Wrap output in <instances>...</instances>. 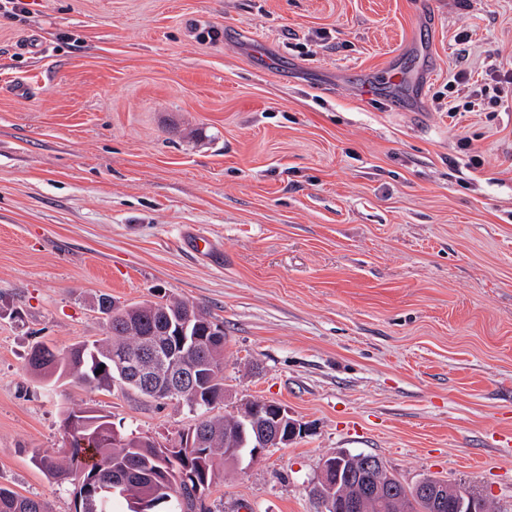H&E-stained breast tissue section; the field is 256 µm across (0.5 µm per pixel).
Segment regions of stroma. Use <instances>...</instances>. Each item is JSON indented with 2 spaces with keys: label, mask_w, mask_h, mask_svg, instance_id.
<instances>
[{
  "label": "stroma",
  "mask_w": 512,
  "mask_h": 512,
  "mask_svg": "<svg viewBox=\"0 0 512 512\" xmlns=\"http://www.w3.org/2000/svg\"><path fill=\"white\" fill-rule=\"evenodd\" d=\"M393 56L402 112L345 78ZM461 69L512 71V0H30L0 21V485L74 512L32 460L71 408L175 444L186 407L26 357L103 338L96 295L176 297L224 323L216 413L269 401L305 427L225 468L212 512H320L340 453L512 512V106L449 118ZM342 459L346 461L349 457L346 453H340L334 456L325 457L322 460L319 475L316 481L312 484V489H314L317 496H319L320 501L324 503V505H330L331 503V495L335 492V490L339 486V480L334 482L332 481V472L334 469L336 470V461L333 459Z\"/></svg>",
  "instance_id": "35a3bbf8"
}]
</instances>
